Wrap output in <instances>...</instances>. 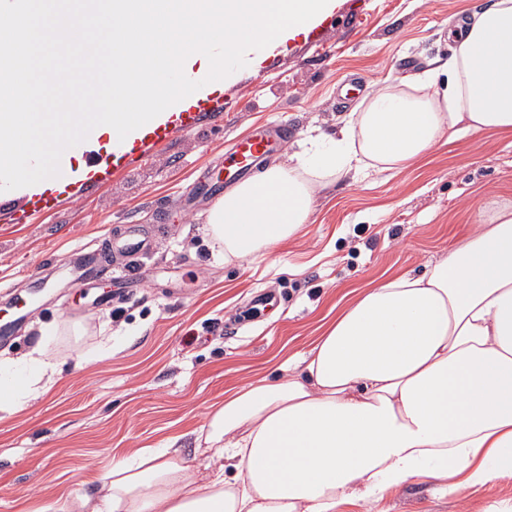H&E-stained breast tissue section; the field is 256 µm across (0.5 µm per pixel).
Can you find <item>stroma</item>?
I'll return each instance as SVG.
<instances>
[{
	"label": "stroma",
	"instance_id": "35a3bbf8",
	"mask_svg": "<svg viewBox=\"0 0 512 512\" xmlns=\"http://www.w3.org/2000/svg\"><path fill=\"white\" fill-rule=\"evenodd\" d=\"M317 34L289 42L255 70L223 82L188 132L135 150L49 207L0 197V319L11 298L27 316L0 357L26 355L40 327L56 330L47 351L59 372L49 390L0 415V512L63 507L96 495L114 462L176 446L191 465L225 390L284 376L361 291L393 272L428 270L449 245L500 209L512 211V136L464 133L400 170L337 176L318 191L310 224L247 261H224L202 234V213L223 195L224 151L273 123L292 127L275 159L312 128L329 132L399 75L448 58L449 32L490 0H335ZM362 78L358 94L342 90ZM154 242L132 258L141 283L122 303L106 245L121 225ZM82 246L101 255L102 276L80 288L45 282L47 262ZM277 288L280 302L241 326L231 317L250 296ZM112 352L98 354L101 326ZM372 512H512V478L451 495L414 480Z\"/></svg>",
	"mask_w": 512,
	"mask_h": 512
}]
</instances>
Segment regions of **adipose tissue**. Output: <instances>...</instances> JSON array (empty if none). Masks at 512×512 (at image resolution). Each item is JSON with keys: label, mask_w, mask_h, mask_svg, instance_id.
Listing matches in <instances>:
<instances>
[{"label": "adipose tissue", "mask_w": 512, "mask_h": 512, "mask_svg": "<svg viewBox=\"0 0 512 512\" xmlns=\"http://www.w3.org/2000/svg\"><path fill=\"white\" fill-rule=\"evenodd\" d=\"M512 134V0L459 27L447 60L394 78L336 131L308 134L217 198L202 231L225 261L294 238L330 178L398 170L460 133ZM41 330L25 358H0V412L50 387ZM188 478L177 449L112 467L99 505L76 512H343L413 479L455 494L512 478V212L478 225L423 274L373 285L328 323L299 369L228 391Z\"/></svg>", "instance_id": "adipose-tissue-1"}]
</instances>
